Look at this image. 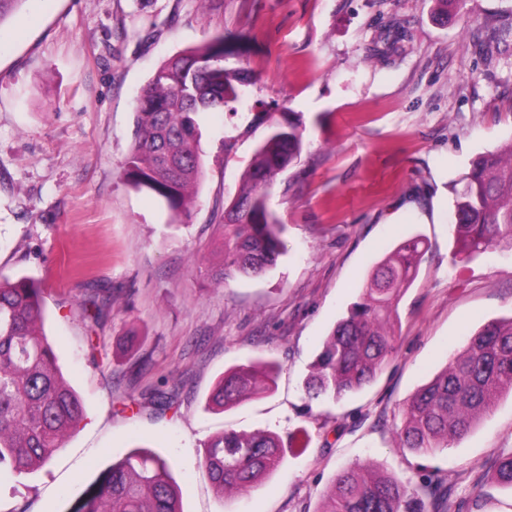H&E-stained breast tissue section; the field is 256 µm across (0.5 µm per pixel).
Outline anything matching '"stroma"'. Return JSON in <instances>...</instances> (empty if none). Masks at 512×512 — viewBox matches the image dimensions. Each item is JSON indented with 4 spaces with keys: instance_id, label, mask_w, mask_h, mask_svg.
Wrapping results in <instances>:
<instances>
[{
    "instance_id": "obj_1",
    "label": "stroma",
    "mask_w": 512,
    "mask_h": 512,
    "mask_svg": "<svg viewBox=\"0 0 512 512\" xmlns=\"http://www.w3.org/2000/svg\"><path fill=\"white\" fill-rule=\"evenodd\" d=\"M512 0H25L0 50V275L41 285L45 332L85 419L52 461L0 481V512H66L112 460L139 446L174 464L183 512H322L340 469L371 461L429 474L444 512H512L491 482L512 448V395L462 439L423 457L399 447L404 402L484 323L512 315V252L453 256L451 186L512 138ZM224 34L249 72V105L299 119L304 148L269 189L287 252L225 283L220 224L264 128L211 113L205 178L187 215L134 189L123 165L136 99L167 58ZM428 244L398 305L396 348L374 382L311 400L304 380L373 265L403 238ZM112 290L118 310L88 333L79 306ZM275 362L271 394L227 410L207 398L225 370ZM177 403L142 396L160 384ZM226 430L280 434L285 460L223 498L200 467Z\"/></svg>"
}]
</instances>
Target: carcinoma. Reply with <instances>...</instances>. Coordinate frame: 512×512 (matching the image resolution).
<instances>
[{
    "label": "carcinoma",
    "mask_w": 512,
    "mask_h": 512,
    "mask_svg": "<svg viewBox=\"0 0 512 512\" xmlns=\"http://www.w3.org/2000/svg\"><path fill=\"white\" fill-rule=\"evenodd\" d=\"M237 48L224 36L185 49L163 62L137 98L134 142L125 160L127 181L156 196L176 221L187 211L204 177L201 122L211 112L238 113L248 75L224 65ZM267 134L224 212V261L211 269L225 283L274 269L285 252L282 226L267 206V189L300 155L301 125L281 113L257 112L246 125ZM454 258L470 261L494 250L512 251V138L479 155L451 186ZM425 242L410 235L372 270L358 301L325 339L306 382L308 395L339 400L372 383L395 350L390 329L403 292L415 279ZM114 303L97 288L82 304L85 318L101 325ZM40 285L27 277H0V478H21L49 463L85 418L77 393L58 366L44 333ZM274 365L232 368L220 377L209 405L226 409L270 389ZM504 392L512 393V317L492 320L404 404L400 444L427 456L465 436ZM160 410L175 395L148 393ZM284 460L282 438L270 431H226L208 444L202 467L221 492L256 487ZM495 483L512 488V448L499 453ZM324 512H441L425 507L411 482L369 465L340 471ZM67 512H183L170 459L135 448L104 469Z\"/></svg>",
    "instance_id": "cac0c4a2"
}]
</instances>
